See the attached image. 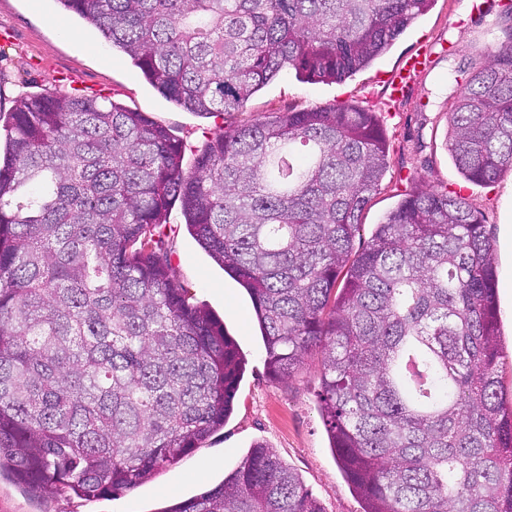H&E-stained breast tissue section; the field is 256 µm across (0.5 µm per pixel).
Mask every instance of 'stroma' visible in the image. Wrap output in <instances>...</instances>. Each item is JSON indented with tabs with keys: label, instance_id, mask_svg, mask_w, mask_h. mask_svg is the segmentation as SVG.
<instances>
[{
	"label": "stroma",
	"instance_id": "35a3bbf8",
	"mask_svg": "<svg viewBox=\"0 0 512 512\" xmlns=\"http://www.w3.org/2000/svg\"><path fill=\"white\" fill-rule=\"evenodd\" d=\"M511 3L435 0L386 54L343 81L310 83L290 72L260 90L244 111L199 116L167 101L127 57L56 0H0V31L12 34L9 41L0 40V111L10 112L22 94L92 90L99 100L147 113L167 127L184 144L188 168L214 133L259 115L350 103L376 113L390 147V167L363 214L355 244L363 246L373 226L414 186L462 190L482 215L497 251V292L508 352L499 376L512 396V174L487 186L464 184L448 155L445 114L446 100L455 95L472 63L512 31V16L505 12ZM423 46L430 52L428 66L414 77L403 98L391 99L386 79ZM166 233L165 250L177 281L195 303L223 319L245 357L233 414L223 429L151 481L102 498L42 501L0 478V512H162L215 486L256 442L273 448L301 475L325 512H363L329 448L316 396L317 355H309L290 378L272 379L246 291L199 247L180 208H172Z\"/></svg>",
	"mask_w": 512,
	"mask_h": 512
}]
</instances>
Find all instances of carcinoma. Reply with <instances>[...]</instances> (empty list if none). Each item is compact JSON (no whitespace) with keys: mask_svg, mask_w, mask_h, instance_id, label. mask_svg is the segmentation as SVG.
<instances>
[{"mask_svg":"<svg viewBox=\"0 0 512 512\" xmlns=\"http://www.w3.org/2000/svg\"><path fill=\"white\" fill-rule=\"evenodd\" d=\"M173 104L240 112L279 74L337 82L432 0H57ZM462 178L512 172V33L447 102ZM0 142V473L33 496L135 488L224 427L243 360L172 274L180 204L249 293L267 368L320 348V414L365 512H512L496 257L479 213L422 187L354 240L390 167L376 115L312 107L208 140L194 168L142 112L21 96ZM163 512H324L276 452Z\"/></svg>","mask_w":512,"mask_h":512,"instance_id":"cac0c4a2","label":"carcinoma"}]
</instances>
